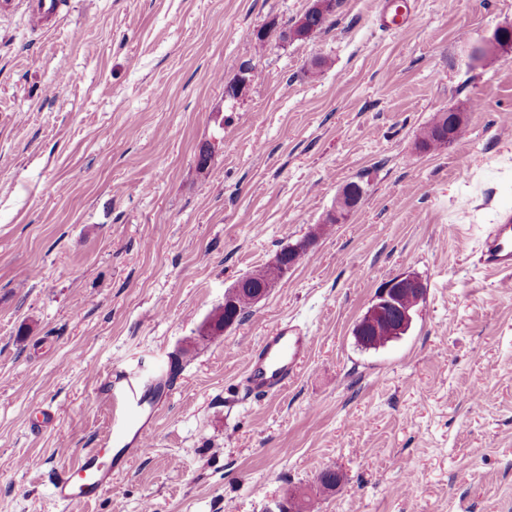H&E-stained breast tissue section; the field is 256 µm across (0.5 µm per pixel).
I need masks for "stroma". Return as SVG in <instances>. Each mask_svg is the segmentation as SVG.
Listing matches in <instances>:
<instances>
[{
	"mask_svg": "<svg viewBox=\"0 0 512 512\" xmlns=\"http://www.w3.org/2000/svg\"><path fill=\"white\" fill-rule=\"evenodd\" d=\"M384 2L336 0L302 40L313 0H70L42 30L0 13V512H61L52 479L100 446L125 376L158 374L150 450L77 512H512V278L476 264L512 205V53L468 61L512 0H410L397 34ZM450 108L460 137L420 149ZM351 181L359 206L317 233ZM405 273L426 286L410 330L362 348ZM284 321L309 356L250 396L242 352ZM316 2L315 4H313V8L314 9H309L306 13H305V16H306V23L305 25L304 22H305V18H300L297 23L295 24V26L293 27V29L295 28H298L300 26L303 25V30L305 32V37L303 38H307V37H310L312 34L318 32V31H321L323 28L327 27L328 24H329V18H330V13H323L322 11H324V9L327 7L328 3H332V9H334V6H335V1L334 0H317V1H314ZM320 10H318V9ZM303 38H297V39H303ZM277 265V260L271 264L267 282L261 288L259 287L268 272V266L238 280L234 288L230 291L232 292L239 284L240 288H243L237 295L236 304H233L230 308L224 309V307H220L215 310L208 320L206 336H220L223 334L224 330L235 324L234 321H224V319H235L236 322L241 321L252 305L250 293L247 288H254L252 298L254 304H257L264 299L270 292L274 283L278 280L279 272L277 270Z\"/></svg>",
	"mask_w": 512,
	"mask_h": 512,
	"instance_id": "35a3bbf8",
	"label": "stroma"
}]
</instances>
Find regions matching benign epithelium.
I'll return each instance as SVG.
<instances>
[{
	"label": "benign epithelium",
	"mask_w": 512,
	"mask_h": 512,
	"mask_svg": "<svg viewBox=\"0 0 512 512\" xmlns=\"http://www.w3.org/2000/svg\"><path fill=\"white\" fill-rule=\"evenodd\" d=\"M497 50L496 37L480 42L471 48V58L481 60ZM440 118L448 121L446 139L450 140L460 132L463 125V113L442 112ZM360 202L353 183L346 184L336 199V207L330 218L340 219V213L353 210ZM278 280L277 263L271 264L266 284L254 289L253 303L264 299ZM425 285L421 278L413 273L399 275L388 281L379 291L374 303L365 312L356 325L355 335L363 337L367 330L384 320L389 325L391 337L397 338L408 332L412 325L415 307L419 297L424 294Z\"/></svg>",
	"instance_id": "benign-epithelium-1"
}]
</instances>
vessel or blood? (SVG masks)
Segmentation results:
<instances>
[{
    "label": "vessel or blood",
    "mask_w": 512,
    "mask_h": 512,
    "mask_svg": "<svg viewBox=\"0 0 512 512\" xmlns=\"http://www.w3.org/2000/svg\"><path fill=\"white\" fill-rule=\"evenodd\" d=\"M62 6V0H26L28 17L37 29L56 19ZM477 253L478 264L484 271L512 276V207L503 209L498 223L486 227ZM311 343V336L293 323H280L270 329L246 353L247 390L263 397L283 389L305 362ZM113 399L112 430L104 438L102 448L87 452L75 466L57 476L53 484L52 496L64 512H75L77 506L108 489L113 476L148 447L157 408L151 404L145 388L138 382H127Z\"/></svg>",
    "instance_id": "vessel-or-blood-1"
}]
</instances>
